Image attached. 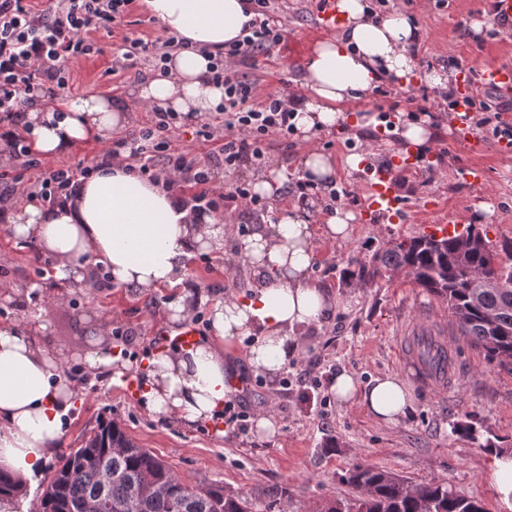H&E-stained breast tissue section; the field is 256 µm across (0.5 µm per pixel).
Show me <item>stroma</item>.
Returning <instances> with one entry per match:
<instances>
[{
    "label": "stroma",
    "mask_w": 512,
    "mask_h": 512,
    "mask_svg": "<svg viewBox=\"0 0 512 512\" xmlns=\"http://www.w3.org/2000/svg\"><path fill=\"white\" fill-rule=\"evenodd\" d=\"M376 13L400 11L410 16L420 31L415 49L419 68L448 73L453 61L473 66L489 62L512 63V26L495 19L490 0H367ZM284 39L270 55L240 66L246 80L259 92L297 90L305 57L322 35L315 26L318 0H276ZM154 40L166 29L147 10L144 0H134L113 34L95 33L99 51L82 60L71 73L76 96L103 95L112 100L128 96L137 78L109 75L112 50L126 32ZM433 86L381 83L367 103H349L348 111L362 107L381 109L398 120H420L422 105H435ZM458 116L439 112L431 119V144L418 167L397 171L407 206L405 220L385 218L369 222L363 212L366 194L361 173L348 169L349 155L368 153L371 161L384 163L400 150L396 139L364 143L350 132H320L312 140L300 133L288 138L268 137V157L298 173L309 149L332 156L337 164L336 191L340 199L322 193L323 205L312 212L321 223L323 206L353 212L356 220L348 240L339 242L317 235L318 262L312 281L334 297L336 304L320 321L302 332L288 368L270 377L255 372L248 362V343L224 351L228 377L241 381L238 395L245 415L231 425L223 421L185 426L159 422L144 409L140 396L127 385H115L94 376L85 364L93 352L121 351L123 360L142 366L157 352V320L151 308H163L167 291L132 295L124 289L95 288L85 283L75 288H47L40 299L27 290L41 281L49 258L38 257L32 243L13 238L0 223V254L10 263L0 269V324L23 322L43 326L44 340L63 361L82 393L72 422L62 437V448H76L82 434L99 420H113L125 427L139 445L169 465L193 486L220 485L225 489L257 495L256 512H316L329 500L350 497L341 480L355 462L382 467L414 485L445 480L455 491L482 500L488 512H501L482 459V445L492 440L512 449V361L488 362L466 338L454 335L447 346L455 365L452 380L442 391L433 389L415 370L399 361L401 336L420 330L432 335L449 324L444 303L419 288L409 276L375 285L349 276L356 261L395 240L427 233L436 221L458 213L468 223L479 224L494 243L512 240V157L498 153L492 127L480 129L483 148L475 153L456 145ZM475 164L485 169L483 186L474 187L457 177V170ZM489 205L482 214L481 205ZM236 235H228L223 253H203L189 261V278L199 292L225 299L254 283L244 263L226 269L224 256L233 252ZM125 336H113V327ZM354 374L360 384L378 378H397L410 396V406L398 423L375 419L359 400L337 402L330 384L341 371ZM270 417L276 433L258 434L256 421ZM474 425V436L461 434L460 426ZM282 488L275 509H268L261 492Z\"/></svg>",
    "instance_id": "35a3bbf8"
}]
</instances>
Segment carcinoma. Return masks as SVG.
Returning <instances> with one entry per match:
<instances>
[{"instance_id": "1", "label": "carcinoma", "mask_w": 512, "mask_h": 512, "mask_svg": "<svg viewBox=\"0 0 512 512\" xmlns=\"http://www.w3.org/2000/svg\"><path fill=\"white\" fill-rule=\"evenodd\" d=\"M400 271L448 306L460 334L488 360L512 359L511 242L499 250L471 226L447 238L423 234L357 262L355 275L374 283ZM478 276L486 278L481 288L473 287ZM51 471L40 512H90L93 506L96 512H252V496L191 486L113 421L97 423ZM343 481L352 497L324 512H488L481 500L446 482L410 488L405 479L365 462L353 464Z\"/></svg>"}]
</instances>
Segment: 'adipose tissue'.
<instances>
[{
    "instance_id": "adipose-tissue-1",
    "label": "adipose tissue",
    "mask_w": 512,
    "mask_h": 512,
    "mask_svg": "<svg viewBox=\"0 0 512 512\" xmlns=\"http://www.w3.org/2000/svg\"><path fill=\"white\" fill-rule=\"evenodd\" d=\"M145 2L166 30L190 45L172 52L165 69L136 88L137 99L199 116L216 111L224 88L210 79V57L240 38L250 20L246 0ZM335 7L342 25L316 40L304 62L293 123L306 138L324 130L377 126L371 110L352 120L344 105L370 97L384 80L406 82L418 74L430 85L443 83L436 73L419 74L413 48L420 34L406 14L373 15L366 0H335ZM127 121L125 105L100 95L42 105L25 117L33 147L43 155L65 153L91 139L111 140ZM354 219L352 212L338 210L319 229L344 241ZM6 220L14 238L35 244L39 254L52 259L60 284L83 282L99 265L116 287L139 293L171 289L165 305L170 323L186 319L190 306L202 299L189 282L188 259L198 251H223L227 233L221 219L182 204L164 179L149 181L113 164L98 167L60 205L30 202L7 211ZM319 229L307 208L293 204L239 239L234 258L247 263L260 284L226 300H211L209 332L194 348L148 361L141 397L152 417L187 426L220 417L228 391L226 345L252 338L248 361L256 371L271 376L287 367L298 333L331 305L310 279ZM331 390L343 403L361 399L375 418L390 424L409 405L402 384L390 376L363 387L345 371L334 378ZM75 397L61 361L34 327L0 326V468L20 487L31 485L57 454Z\"/></svg>"
}]
</instances>
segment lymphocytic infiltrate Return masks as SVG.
<instances>
[{
	"instance_id": "lymphocytic-infiltrate-1",
	"label": "lymphocytic infiltrate",
	"mask_w": 512,
	"mask_h": 512,
	"mask_svg": "<svg viewBox=\"0 0 512 512\" xmlns=\"http://www.w3.org/2000/svg\"><path fill=\"white\" fill-rule=\"evenodd\" d=\"M133 0H0V152L20 159L18 172H0V204L26 196L53 206L69 196L78 181L94 173L84 163L45 166L33 154L20 126L26 111L35 104L33 91L48 88L61 99L71 90L72 67L96 53L91 39L96 31H111ZM255 19L249 35L225 43L224 53L212 66L214 81L224 87V109L220 123L203 120L195 135L213 143V157L234 169L265 159L263 144L268 136L287 137L296 95L291 91L258 95L255 84L243 80L237 65L269 52L283 40V25L275 19L273 0H250ZM184 38L168 35L150 41L135 33L123 36L112 55L111 73L139 72L142 61L164 62L168 55L186 48ZM150 123L125 133L100 150L106 162H129L153 175L164 166L170 189L188 196L199 212L229 201L251 209L256 203L246 185L225 191L210 174L209 163L191 148L176 146L186 126L181 113L150 106Z\"/></svg>"
}]
</instances>
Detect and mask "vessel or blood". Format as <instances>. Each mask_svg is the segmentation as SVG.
<instances>
[{"instance_id": "b4317fda", "label": "vessel or blood", "mask_w": 512, "mask_h": 512, "mask_svg": "<svg viewBox=\"0 0 512 512\" xmlns=\"http://www.w3.org/2000/svg\"><path fill=\"white\" fill-rule=\"evenodd\" d=\"M457 89L456 110L469 113L475 101L477 88L490 89L500 95L512 96V64H486L479 69H472L468 63H460L455 72ZM417 163L416 155L405 153L397 155L393 166H380L371 161H363V180L367 189L366 213L373 216L386 215L395 219L403 215L402 201L399 196V186L393 176L394 168L414 169Z\"/></svg>"}]
</instances>
